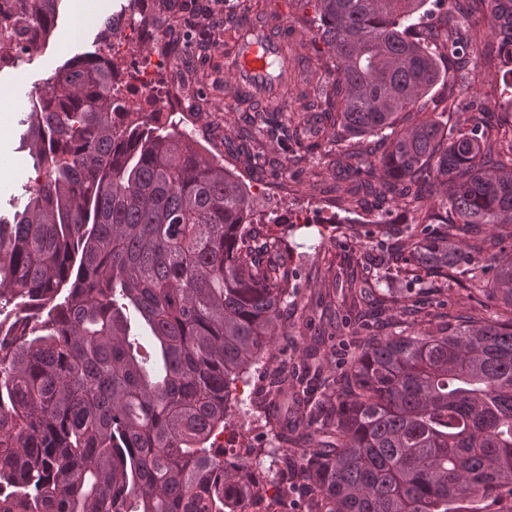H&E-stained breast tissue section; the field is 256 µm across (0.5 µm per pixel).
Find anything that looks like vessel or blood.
I'll return each instance as SVG.
<instances>
[{"instance_id": "vessel-or-blood-1", "label": "vessel or blood", "mask_w": 512, "mask_h": 512, "mask_svg": "<svg viewBox=\"0 0 512 512\" xmlns=\"http://www.w3.org/2000/svg\"><path fill=\"white\" fill-rule=\"evenodd\" d=\"M292 36L287 25L259 21L246 14L239 20L237 48L224 58V71L230 76L227 94L271 99L277 96L279 84L270 67L284 58Z\"/></svg>"}]
</instances>
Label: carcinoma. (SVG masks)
Instances as JSON below:
<instances>
[{
  "instance_id": "carcinoma-1",
  "label": "carcinoma",
  "mask_w": 512,
  "mask_h": 512,
  "mask_svg": "<svg viewBox=\"0 0 512 512\" xmlns=\"http://www.w3.org/2000/svg\"><path fill=\"white\" fill-rule=\"evenodd\" d=\"M18 2L3 27L25 53L55 29L58 0ZM312 2L327 56L308 62L289 120L305 137L315 120L381 136L347 173L419 212L349 288L389 278L397 257L413 285L475 286L503 314L370 336L329 393L314 368L300 381L310 447L269 450V495L253 470L262 450L230 463L217 436L237 383L272 350L296 272L283 240L249 221L245 183L164 113L131 111L102 48L30 93L36 184L0 219V512H283L290 501L301 512H460L471 497H512V252L487 266L456 240L512 226V138L493 147L473 78L448 84L453 126L402 125L443 58L497 59L512 94V0H480L491 44L477 37L474 0H450L456 16L431 42L427 0ZM377 167L376 185L366 176ZM430 182L443 196L428 205ZM429 295L408 288L404 312L418 315ZM328 395L335 418L315 428Z\"/></svg>"
}]
</instances>
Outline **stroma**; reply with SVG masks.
I'll use <instances>...</instances> for the list:
<instances>
[{
	"mask_svg": "<svg viewBox=\"0 0 512 512\" xmlns=\"http://www.w3.org/2000/svg\"><path fill=\"white\" fill-rule=\"evenodd\" d=\"M105 10L80 18L77 0H62L57 25L39 54L25 59L15 54L12 67L0 70V85L25 80L28 87L42 86L55 68L72 58L97 50L101 45L102 24L120 12L126 0H104ZM181 14L169 11L161 0H142L141 13L150 23L183 31V17L198 18L207 12L208 25L227 29L236 17L237 0H179ZM278 21L295 29L299 53L325 54L323 43L316 40L317 20L313 5H293L291 0H267ZM181 86L186 112H168L166 121L195 136L208 156L224 163L247 184L255 216L273 218L270 230L281 237H294L301 247L294 251L289 264L298 274L299 287L288 300V317L283 335L277 337L272 358L251 367L247 385L239 386L242 408L233 410L229 428L223 435L228 448H271L277 446L274 426L265 418L252 416L249 408L262 382L277 374L283 364L302 366L313 339L329 336L333 347L324 361L327 374H338L351 355L358 351L363 338L356 331L355 313L345 288L351 271L369 266L376 256L379 240L388 239L393 224L412 223L414 207L401 202L382 206L359 207L351 204L352 180L346 178L339 163L347 152L356 149L355 140H338L331 133H321L318 146L306 150L290 145L283 136H263L262 151L278 159L279 169L259 170L247 155L237 153L231 145L230 126L238 118V104L228 103L225 96L224 45H195L187 57ZM26 96L17 97L10 111L0 112V213H13L25 201L24 189L34 175L28 152L22 146L25 132ZM301 217L304 226L289 231L286 222ZM410 281L398 275L389 283H368L375 294L389 302L377 318L381 334L393 335L406 325L393 298L405 293ZM435 297L452 315L467 320L495 318L502 308L499 301L486 297L475 288L440 287Z\"/></svg>",
	"mask_w": 512,
	"mask_h": 512,
	"instance_id": "stroma-1",
	"label": "stroma"
}]
</instances>
